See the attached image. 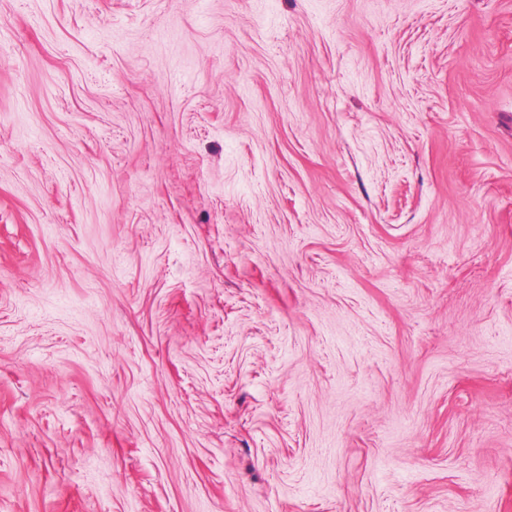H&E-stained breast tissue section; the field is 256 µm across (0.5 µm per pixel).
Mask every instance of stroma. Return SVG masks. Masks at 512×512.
<instances>
[{
    "mask_svg": "<svg viewBox=\"0 0 512 512\" xmlns=\"http://www.w3.org/2000/svg\"><path fill=\"white\" fill-rule=\"evenodd\" d=\"M512 512V0H0V512Z\"/></svg>",
    "mask_w": 512,
    "mask_h": 512,
    "instance_id": "1",
    "label": "stroma"
}]
</instances>
